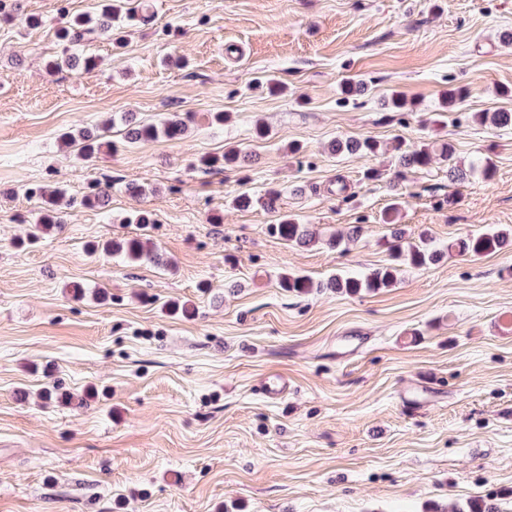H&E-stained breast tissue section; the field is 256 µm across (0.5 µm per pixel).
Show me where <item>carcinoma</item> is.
Listing matches in <instances>:
<instances>
[{
  "label": "carcinoma",
  "instance_id": "cac0c4a2",
  "mask_svg": "<svg viewBox=\"0 0 512 512\" xmlns=\"http://www.w3.org/2000/svg\"><path fill=\"white\" fill-rule=\"evenodd\" d=\"M0 17L13 21L17 20L27 27H38L41 20L35 16L20 15L19 0H0ZM139 19L145 20V16L136 10L125 6L124 0H101L91 11L71 15L65 10L59 26L54 31L55 38L65 45V54L50 57L44 61V70L49 74H55L63 68L70 70H91L99 66V59L84 53V48L98 40H110L118 47L126 41L125 29L127 22ZM466 97L462 89H450L441 97V108L451 112ZM124 138L126 142L133 144L162 136L168 140H179L187 132L189 119L179 113H172L159 123L143 124L136 120L134 115L124 116ZM62 138L71 144H78V152L81 159L93 161L103 152L112 149V142L106 139L102 133H96L85 128L78 133L71 131L62 134ZM378 148L377 141L370 138H348L332 142L334 153H374ZM397 151L398 166L404 170H422L431 164L434 152H439L442 162L448 165V176L451 179L463 177V171L457 165L454 149L451 144L443 143L439 149H434L430 144H423L420 148L407 151L402 145L395 147ZM241 158V149L230 145L224 149V153L204 157L200 160V166L206 170L222 172L226 168L236 165ZM110 183L96 180L89 185L88 193L81 203L84 205H101L108 196ZM29 196H39L44 200L36 223L32 225L30 238L36 239L40 235L50 231L56 226L64 224V211L59 206V198L63 194L58 192L56 197L46 196L41 187H28ZM280 198V192L269 190L260 197H255L248 192H240L232 199L233 206L247 210L255 205H260L269 210L276 209V203ZM397 209H392L387 216V223L392 225V250L394 263L379 268L363 279L344 278L336 275L328 280L326 287L348 292H357L362 288H387L397 282L401 267L406 265L413 268H424L439 261L442 252L432 245V240L425 234L419 237V242H412L405 238L404 232L394 224ZM275 231L279 236L289 242L301 246H311L316 243V237L309 230L308 225L299 224L293 216L284 214L280 217ZM512 240V228H492L476 237L459 240L452 244L461 254L479 255L493 252ZM102 252L107 255L118 256L128 262L146 261L155 265L164 264L161 255L141 240H111L103 243L92 244L88 253ZM279 286L288 292L305 294L314 288L310 278L283 274L279 279Z\"/></svg>",
  "mask_w": 512,
  "mask_h": 512
}]
</instances>
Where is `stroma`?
Wrapping results in <instances>:
<instances>
[{"instance_id":"obj_1","label":"stroma","mask_w":512,"mask_h":512,"mask_svg":"<svg viewBox=\"0 0 512 512\" xmlns=\"http://www.w3.org/2000/svg\"><path fill=\"white\" fill-rule=\"evenodd\" d=\"M124 47L98 41L89 72L50 75L61 6L0 22V512H429L479 502L512 512V250L459 254L451 242L512 226V0H149ZM288 87L272 94L254 81ZM364 79L361 95L341 82ZM464 102L438 117L439 94ZM414 106H388L392 91ZM127 112L159 138L87 165L59 136ZM216 112L229 123L212 122ZM269 128L256 135L257 123ZM370 137L373 157L336 155ZM453 145L463 182L440 164L395 179L393 144ZM301 148L287 153L288 144ZM254 159L221 173L201 157L225 145ZM490 159L493 180L474 166ZM109 181L106 206L71 208L35 241L41 202L23 187L81 197ZM146 187L129 196L127 182ZM277 188L276 209L232 208ZM407 238L428 232L437 264L395 286L297 294L284 273L323 282L390 261L386 209ZM147 210L153 224H125ZM224 217L211 223L212 214ZM288 213L331 249L288 245L269 227ZM152 242L164 266L87 254L107 239ZM83 284L73 297L70 283ZM61 380L70 401L40 392ZM282 385L279 398L268 387ZM190 120L179 113H171L159 123L141 124L133 114L124 116V138L126 142L133 144L159 136L168 140H179L187 132ZM378 148L377 141L370 138H348L332 142L334 153H374Z\"/></svg>"}]
</instances>
